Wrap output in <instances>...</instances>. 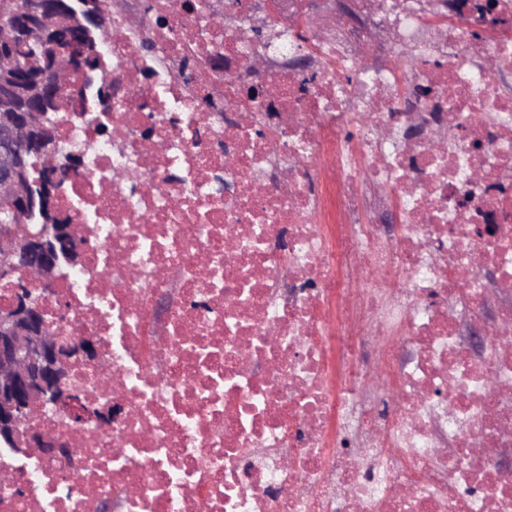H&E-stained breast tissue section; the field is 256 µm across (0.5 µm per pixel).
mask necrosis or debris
Wrapping results in <instances>:
<instances>
[{"label": "necrosis or debris", "instance_id": "4bbe7bcc", "mask_svg": "<svg viewBox=\"0 0 512 512\" xmlns=\"http://www.w3.org/2000/svg\"><path fill=\"white\" fill-rule=\"evenodd\" d=\"M359 2L306 38L294 0L273 47L275 0L106 8L111 108L60 115L85 261L44 307L123 412L43 413L77 453L0 455V512H512V0Z\"/></svg>", "mask_w": 512, "mask_h": 512}]
</instances>
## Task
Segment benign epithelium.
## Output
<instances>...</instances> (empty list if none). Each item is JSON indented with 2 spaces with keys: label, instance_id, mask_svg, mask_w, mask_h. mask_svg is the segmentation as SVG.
Returning <instances> with one entry per match:
<instances>
[{
  "label": "benign epithelium",
  "instance_id": "obj_1",
  "mask_svg": "<svg viewBox=\"0 0 512 512\" xmlns=\"http://www.w3.org/2000/svg\"><path fill=\"white\" fill-rule=\"evenodd\" d=\"M44 115L35 108L22 120L0 118V204L13 210L26 200L28 174L22 164L32 132L43 125ZM31 151L41 163L39 184L45 189L47 213L58 218L53 199L61 187L55 144L37 145ZM84 249L77 243L73 226L53 225L52 233L19 224L0 235V280L8 282L11 298L0 308V447L27 456L32 449L68 456L74 449L43 430L20 432L25 419H34L51 405L67 415L82 414L77 393L71 391L74 365L96 356L92 340H64L32 302L30 292L55 291L62 268L82 263Z\"/></svg>",
  "mask_w": 512,
  "mask_h": 512
}]
</instances>
